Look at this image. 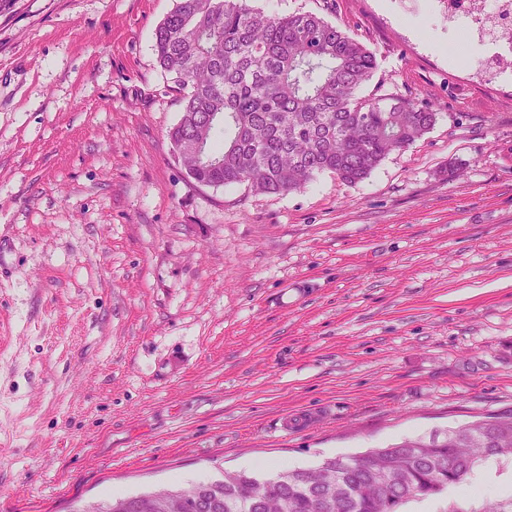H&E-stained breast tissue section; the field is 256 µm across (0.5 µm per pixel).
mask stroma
I'll use <instances>...</instances> for the list:
<instances>
[{"label":"stroma","instance_id":"35a3bbf8","mask_svg":"<svg viewBox=\"0 0 512 512\" xmlns=\"http://www.w3.org/2000/svg\"><path fill=\"white\" fill-rule=\"evenodd\" d=\"M177 0H0V512L314 467L512 409V69L445 0H256L436 112L357 184L190 180Z\"/></svg>","mask_w":512,"mask_h":512}]
</instances>
